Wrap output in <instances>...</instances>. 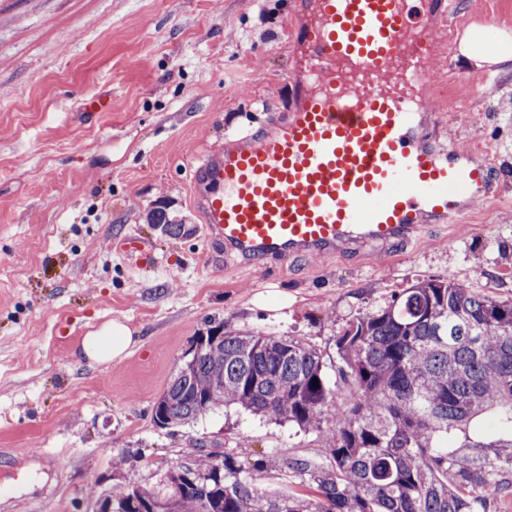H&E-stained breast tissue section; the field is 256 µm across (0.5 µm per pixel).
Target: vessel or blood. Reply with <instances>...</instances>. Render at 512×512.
<instances>
[{"mask_svg":"<svg viewBox=\"0 0 512 512\" xmlns=\"http://www.w3.org/2000/svg\"><path fill=\"white\" fill-rule=\"evenodd\" d=\"M294 111L194 172L207 240L243 266L394 250L498 196L477 152L437 149L417 98L447 0H301Z\"/></svg>","mask_w":512,"mask_h":512,"instance_id":"b4317fda","label":"vessel or blood"}]
</instances>
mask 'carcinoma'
Returning a JSON list of instances; mask_svg holds the SVG:
<instances>
[{"mask_svg": "<svg viewBox=\"0 0 512 512\" xmlns=\"http://www.w3.org/2000/svg\"><path fill=\"white\" fill-rule=\"evenodd\" d=\"M149 219L181 231L162 206ZM336 349L347 386L339 402L315 348L219 324L195 338L152 410L164 428L231 406L308 431L328 427L329 465L286 462L302 491L266 490L269 459L245 467L210 452L151 488L114 496L102 487L99 503L113 512H495L497 498L512 495V438L466 434L489 408L512 424V299L423 279L347 323ZM458 432L459 448L449 443Z\"/></svg>", "mask_w": 512, "mask_h": 512, "instance_id": "obj_1", "label": "carcinoma"}]
</instances>
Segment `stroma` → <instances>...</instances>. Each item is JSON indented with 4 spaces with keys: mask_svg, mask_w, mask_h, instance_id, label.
Masks as SVG:
<instances>
[{
    "mask_svg": "<svg viewBox=\"0 0 512 512\" xmlns=\"http://www.w3.org/2000/svg\"><path fill=\"white\" fill-rule=\"evenodd\" d=\"M453 31L422 95L436 142L480 147L501 185L462 223L392 253L225 266L204 237L193 172L226 135L287 111L302 54L294 0H0V512H94L93 488L152 485L206 449L243 464L325 462L321 434L231 407L157 427L152 407L211 322L319 350L359 314L432 277L512 298V75L449 45L472 24L512 29V0H451ZM107 99L105 112L88 102ZM163 203L181 236L148 222ZM135 236L145 257L116 253ZM118 319L127 357L90 367L84 336Z\"/></svg>",
    "mask_w": 512,
    "mask_h": 512,
    "instance_id": "obj_1",
    "label": "stroma"
}]
</instances>
